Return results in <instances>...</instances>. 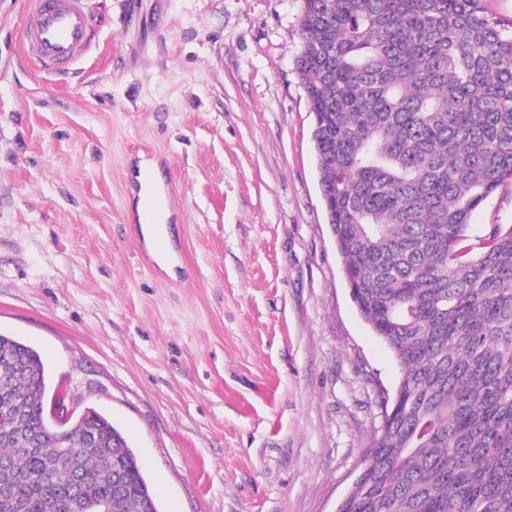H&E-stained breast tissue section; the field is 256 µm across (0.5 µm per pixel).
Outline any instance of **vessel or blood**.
Segmentation results:
<instances>
[{"mask_svg":"<svg viewBox=\"0 0 512 512\" xmlns=\"http://www.w3.org/2000/svg\"><path fill=\"white\" fill-rule=\"evenodd\" d=\"M23 11L26 22L20 40L36 69L67 73L96 38L87 0H24Z\"/></svg>","mask_w":512,"mask_h":512,"instance_id":"b4317fda","label":"vessel or blood"}]
</instances>
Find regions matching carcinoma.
<instances>
[{
    "instance_id": "cac0c4a2",
    "label": "carcinoma",
    "mask_w": 512,
    "mask_h": 512,
    "mask_svg": "<svg viewBox=\"0 0 512 512\" xmlns=\"http://www.w3.org/2000/svg\"><path fill=\"white\" fill-rule=\"evenodd\" d=\"M483 0H303L296 66L320 185L361 317L401 371L345 512H512V225L471 213L512 183V23ZM45 365L0 334V512H72L45 433ZM81 496L158 504L128 439L86 416Z\"/></svg>"
}]
</instances>
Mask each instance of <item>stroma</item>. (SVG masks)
Here are the masks:
<instances>
[{"label":"stroma","instance_id":"35a3bbf8","mask_svg":"<svg viewBox=\"0 0 512 512\" xmlns=\"http://www.w3.org/2000/svg\"><path fill=\"white\" fill-rule=\"evenodd\" d=\"M87 4L99 38L61 78L25 64L0 0V333L128 438L160 512H336L400 370L331 236L302 2ZM489 224L512 225V185L468 233ZM147 167L154 170L155 175H156V181H155V185H153V187H152V190L146 191L144 184L141 182L142 177L139 176L138 180L142 184V189L139 194V200L137 203V212L139 215V221L141 222L140 224H142L141 231H142V234H143L145 240L151 247H153L157 252L160 253L161 246H160L159 232L154 226H151V225H155V224H152L153 222H148V221L144 222L143 221L142 210H143V208H146V207L152 208L153 209V219L155 221H159L158 224L165 223L166 220L168 219L169 215H168V211L166 209V204H165L164 196L162 193V181H163L162 175H161L159 169L154 164L142 165L141 171ZM156 196L161 201V208L157 204Z\"/></svg>","mask_w":512,"mask_h":512}]
</instances>
